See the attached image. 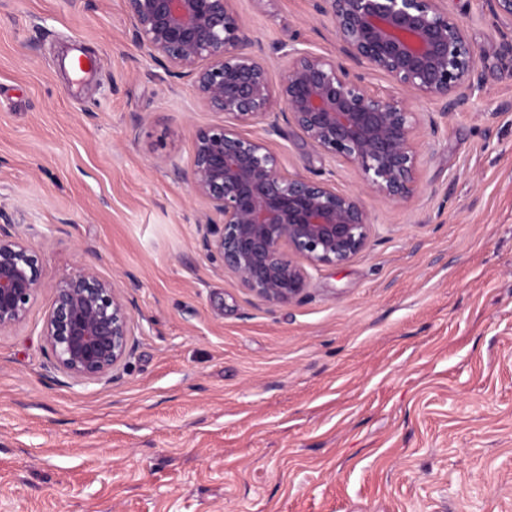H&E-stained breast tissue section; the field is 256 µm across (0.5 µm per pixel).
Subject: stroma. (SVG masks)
Segmentation results:
<instances>
[{
	"label": "stroma",
	"instance_id": "stroma-1",
	"mask_svg": "<svg viewBox=\"0 0 512 512\" xmlns=\"http://www.w3.org/2000/svg\"><path fill=\"white\" fill-rule=\"evenodd\" d=\"M447 5L484 82L459 112L416 101L420 193L367 198L368 247L271 304L206 255L211 211L172 173L223 116L132 42L124 0H0V222L46 282L0 334V512H512V22ZM233 8L263 45L338 53L313 0ZM274 148L361 188L294 127ZM83 264L133 301L109 383L53 370L41 336Z\"/></svg>",
	"mask_w": 512,
	"mask_h": 512
}]
</instances>
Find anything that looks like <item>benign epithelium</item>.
<instances>
[{
	"instance_id": "7a95c632",
	"label": "benign epithelium",
	"mask_w": 512,
	"mask_h": 512,
	"mask_svg": "<svg viewBox=\"0 0 512 512\" xmlns=\"http://www.w3.org/2000/svg\"><path fill=\"white\" fill-rule=\"evenodd\" d=\"M230 2L125 0L133 42L169 74L191 77L197 100L224 115L197 131L190 169H174L222 217L198 225L203 247L253 296L291 303L309 286L307 267L340 266L366 249L371 223L362 194L283 170L269 139L279 120L356 168L368 195L404 203L419 189V131L435 126L413 101L457 112L483 73L445 0H313L353 66L294 48L274 84L264 48ZM371 72L392 90H371ZM257 124L266 136L240 131ZM44 287L36 249L16 225L0 224V333L25 321ZM53 292L41 328L52 367L77 383L112 381L135 351L131 301L89 265Z\"/></svg>"
}]
</instances>
